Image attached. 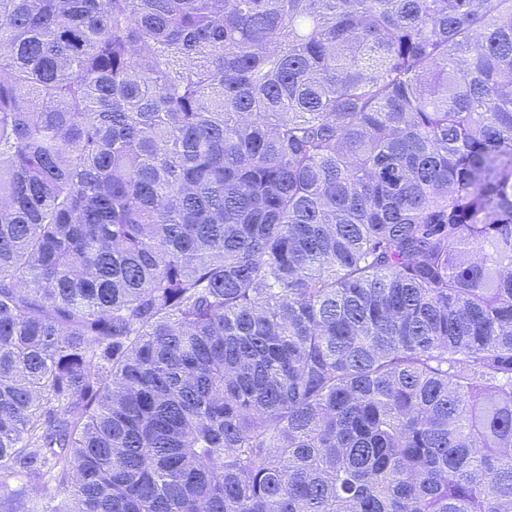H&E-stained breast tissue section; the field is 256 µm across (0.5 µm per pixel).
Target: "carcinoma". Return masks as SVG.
Instances as JSON below:
<instances>
[{
    "label": "carcinoma",
    "instance_id": "1",
    "mask_svg": "<svg viewBox=\"0 0 512 512\" xmlns=\"http://www.w3.org/2000/svg\"><path fill=\"white\" fill-rule=\"evenodd\" d=\"M512 512V0H0V512Z\"/></svg>",
    "mask_w": 512,
    "mask_h": 512
}]
</instances>
